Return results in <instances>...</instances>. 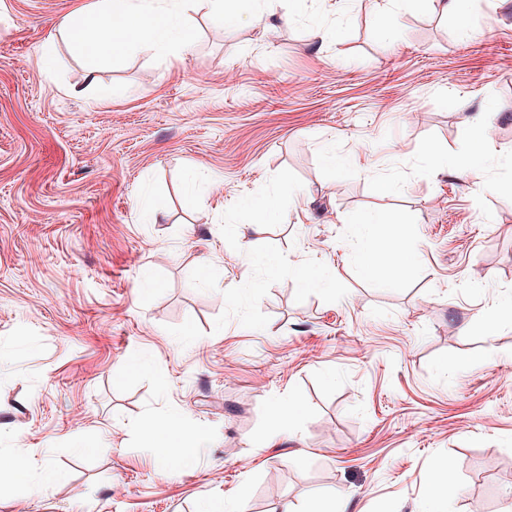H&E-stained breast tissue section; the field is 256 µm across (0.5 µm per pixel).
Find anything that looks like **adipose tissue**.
I'll list each match as a JSON object with an SVG mask.
<instances>
[{
    "mask_svg": "<svg viewBox=\"0 0 512 512\" xmlns=\"http://www.w3.org/2000/svg\"><path fill=\"white\" fill-rule=\"evenodd\" d=\"M189 0H177L175 8L162 10L151 0H92L78 17L65 19L63 29L78 41L89 60H97L98 44L85 40L83 34L98 29L107 35H118L115 50L126 48L141 52L165 49L172 53L186 46L184 15ZM141 434L150 447L156 448L162 459L192 460L205 436L202 432L171 426L145 425Z\"/></svg>",
    "mask_w": 512,
    "mask_h": 512,
    "instance_id": "1",
    "label": "adipose tissue"
}]
</instances>
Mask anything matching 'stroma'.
Listing matches in <instances>:
<instances>
[{
  "label": "stroma",
  "instance_id": "stroma-1",
  "mask_svg": "<svg viewBox=\"0 0 512 512\" xmlns=\"http://www.w3.org/2000/svg\"><path fill=\"white\" fill-rule=\"evenodd\" d=\"M90 2L0 0V454L37 464L0 470V512H300L320 489L425 512L442 464L452 512H512V192L433 161L480 145L512 183V0L391 36L377 0L201 9L183 53L92 76L58 30ZM278 194L262 235L240 224ZM371 210L396 222L365 246L346 219ZM398 242L404 268L363 274ZM177 423L206 442L165 464L141 428ZM280 212V198L278 196L268 198L252 205L244 204L239 213L240 223L249 226H260L254 224L259 220L270 221Z\"/></svg>",
  "mask_w": 512,
  "mask_h": 512
}]
</instances>
